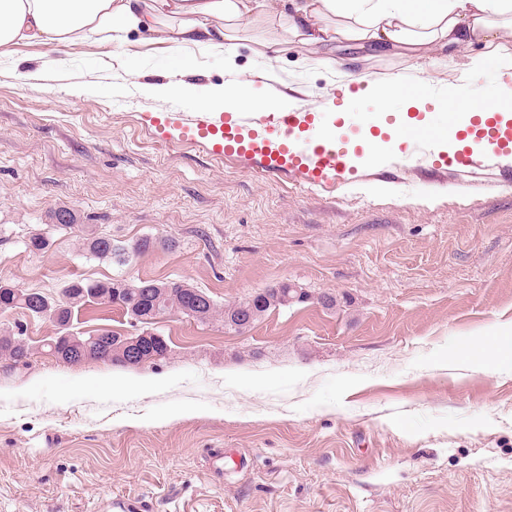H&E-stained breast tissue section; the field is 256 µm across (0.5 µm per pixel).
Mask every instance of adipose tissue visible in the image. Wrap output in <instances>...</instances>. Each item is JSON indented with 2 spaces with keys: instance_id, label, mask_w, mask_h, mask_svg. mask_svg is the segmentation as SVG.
<instances>
[{
  "instance_id": "adipose-tissue-1",
  "label": "adipose tissue",
  "mask_w": 512,
  "mask_h": 512,
  "mask_svg": "<svg viewBox=\"0 0 512 512\" xmlns=\"http://www.w3.org/2000/svg\"><path fill=\"white\" fill-rule=\"evenodd\" d=\"M266 17L280 36L319 49L331 42H355L412 53L434 48L460 50L484 44L474 60L478 69L497 74L491 95L458 108L455 98L443 99L442 111L455 114L458 130L473 118L499 116L512 122V0H0V46L39 42L63 46L96 42L112 33L122 44L128 31L159 33L163 20H174L167 41L171 50L191 45L224 49V64L234 67L236 34L242 22ZM264 100L239 83L210 88L199 107L204 112H235L263 105ZM459 359L493 358L496 367L512 365V334L494 333L466 342Z\"/></svg>"
}]
</instances>
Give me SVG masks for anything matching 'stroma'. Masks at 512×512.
I'll return each mask as SVG.
<instances>
[{"label": "stroma", "mask_w": 512, "mask_h": 512, "mask_svg": "<svg viewBox=\"0 0 512 512\" xmlns=\"http://www.w3.org/2000/svg\"><path fill=\"white\" fill-rule=\"evenodd\" d=\"M265 35L251 25L233 74L223 52L137 32L119 60L105 36L0 47V279L55 297L74 279L165 278L221 306L282 282L309 294L243 333L161 317L171 352L138 370L64 365L49 319L0 311L32 348L24 366L0 358V512H113L118 495L143 512H512V373L452 359L512 323V170L369 163L368 99L336 137L358 176L332 187L162 124L235 75L316 109L365 75H422L431 92L463 79L475 99L495 82L471 66L481 45L415 58L346 43L332 71L296 43L261 55ZM183 68L196 95L148 92ZM59 209L77 226L57 229ZM89 229L176 246L102 263L81 253ZM37 233L41 253L26 247ZM73 329L132 326L90 303Z\"/></svg>", "instance_id": "35a3bbf8"}]
</instances>
